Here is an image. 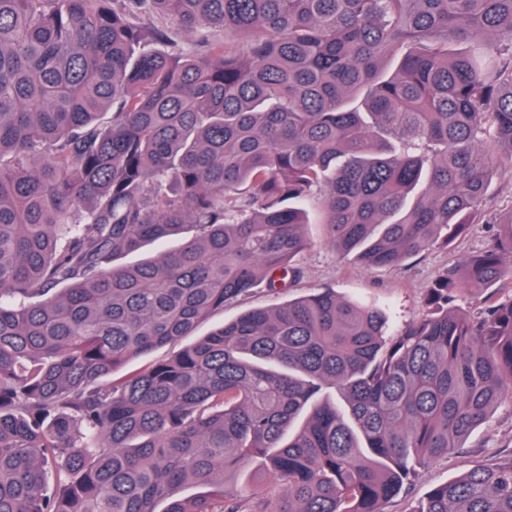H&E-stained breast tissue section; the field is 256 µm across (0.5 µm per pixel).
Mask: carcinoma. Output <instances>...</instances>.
Returning <instances> with one entry per match:
<instances>
[{"instance_id": "1", "label": "carcinoma", "mask_w": 512, "mask_h": 512, "mask_svg": "<svg viewBox=\"0 0 512 512\" xmlns=\"http://www.w3.org/2000/svg\"><path fill=\"white\" fill-rule=\"evenodd\" d=\"M503 165L512 0H0V512H383L512 401V293L456 305L512 284V212L390 336L329 288L196 330L298 287L308 200L397 267ZM415 512H512V456Z\"/></svg>"}]
</instances>
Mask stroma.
<instances>
[{"label":"stroma","instance_id":"stroma-1","mask_svg":"<svg viewBox=\"0 0 512 512\" xmlns=\"http://www.w3.org/2000/svg\"><path fill=\"white\" fill-rule=\"evenodd\" d=\"M512 210V168L493 174L486 218L472 225L467 237L447 246L437 245L400 267L367 269L355 260L340 259L324 242L322 225H307L312 242L302 259V291L335 289L340 296L385 309L393 326L400 327L421 317L428 288L442 271L458 265L471 253L484 249L498 231V220ZM512 455V402L506 401L492 413L488 422L474 430L456 454L433 461L416 474L403 490L384 506V512H416L429 490L448 482L476 465Z\"/></svg>","mask_w":512,"mask_h":512}]
</instances>
